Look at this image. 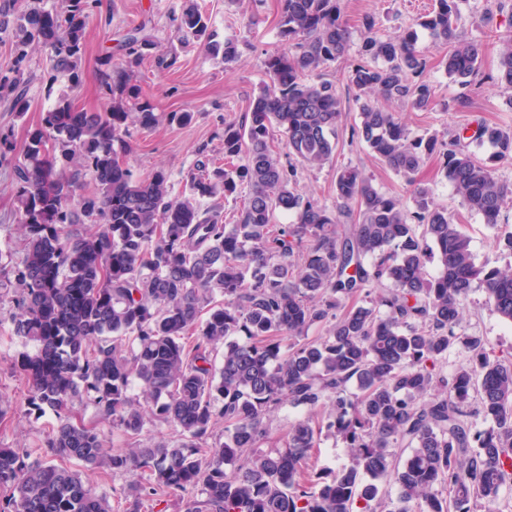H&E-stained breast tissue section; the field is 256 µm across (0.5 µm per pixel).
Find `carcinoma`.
Listing matches in <instances>:
<instances>
[{
  "mask_svg": "<svg viewBox=\"0 0 512 512\" xmlns=\"http://www.w3.org/2000/svg\"><path fill=\"white\" fill-rule=\"evenodd\" d=\"M459 2L434 0L417 26L449 45L446 72L467 87L483 46L463 37ZM90 11V0L52 9L44 0L22 9L0 0V43L14 56L0 74V101L10 111L31 108L23 65L38 48L49 52L51 79L80 84ZM178 32L226 63L238 54L235 40L212 39L193 3ZM360 32L347 76L359 102L356 133L413 186L410 213L356 166L337 173L334 207L306 198L296 167L273 149L277 132L302 163L321 166L336 150L342 100L323 72L352 43L342 0H282L288 49L267 59L269 84L242 122L224 125L229 165L198 161L179 197L165 170L142 177L127 161L130 127L193 117L156 111L135 82L134 64L158 48L146 25L125 37L122 62L110 54L101 62L102 111L62 94L42 113L12 161L26 254L0 271L15 289L12 335L33 346L16 363L29 405L50 409L56 424L34 448L0 447V490L9 491L0 512H112L107 494L59 460L130 474L126 512H141L161 491L188 490L201 498L186 512H498L512 484V356L457 327L473 291L512 322V265L497 266L512 257V233L498 239V257L476 264L454 215L414 174L442 154L462 204L494 226L512 198V184L495 175L497 161L512 159V132L479 124L472 139L493 148L483 160L462 135L442 143L412 133L382 103L422 109L434 96L416 30L384 40L366 15ZM500 41L496 82L512 89V34ZM244 190L234 224L206 204ZM353 209L358 223L343 235L338 224ZM278 211L295 224L273 228ZM431 254L433 276L425 272ZM383 278L390 289L372 297V282ZM324 321L326 335L305 338ZM453 349L467 352L468 364L435 373ZM134 379L140 400L130 394ZM285 400L311 417L288 426L285 448L256 453L265 416ZM76 401L98 421L74 423ZM478 417L490 427L477 429ZM102 422L120 428L125 452L106 449ZM221 422L222 439L214 436ZM149 424L174 428L177 439L141 444ZM324 433L348 448L349 463L319 486L308 462Z\"/></svg>",
  "mask_w": 512,
  "mask_h": 512,
  "instance_id": "carcinoma-1",
  "label": "carcinoma"
}]
</instances>
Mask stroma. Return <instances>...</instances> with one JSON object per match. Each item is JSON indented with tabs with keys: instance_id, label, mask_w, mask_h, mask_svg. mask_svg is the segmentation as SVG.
<instances>
[{
	"instance_id": "obj_1",
	"label": "stroma",
	"mask_w": 512,
	"mask_h": 512,
	"mask_svg": "<svg viewBox=\"0 0 512 512\" xmlns=\"http://www.w3.org/2000/svg\"><path fill=\"white\" fill-rule=\"evenodd\" d=\"M210 20L216 40L233 39L238 43V58L231 65L212 59L193 43L180 42L175 29L184 0H95L85 34L86 51L82 59L83 81L70 88L66 79L50 81V61L45 50L30 54L25 78L31 109L25 114L9 111L0 102V130L11 132L16 147H23L27 134L40 120L42 112L54 105L56 96L70 91L77 103L95 111L106 102L100 84V61L116 51L128 30L146 23L148 31L163 51L176 53L174 68L161 69L156 58H145L135 68L138 84L145 97L162 112H189L190 123H160L153 129L130 130L129 160L137 172L165 169L173 195L184 190L185 177L201 155L222 156L224 126L241 122L251 98L268 81L265 61L283 52L278 21L281 0H197ZM432 8V0H344L342 16L350 26H358L361 17L375 15L383 37L401 35L418 16ZM460 8L472 21L464 29L467 39L486 44L480 73L471 87L464 88L446 73L441 59L448 48L435 42L427 31H419L417 47L427 61L426 78L435 95L425 108L397 106L396 111L410 131L433 134L440 140L454 137L458 131L475 129L487 122L512 131V91L495 83L498 64L497 37L512 31V8L487 9L484 0H461ZM491 11L490 22H482L484 11ZM343 115L336 130V151L330 163L301 169L299 192L326 205H334L337 169L354 164L371 176L381 191L396 196L405 209H412V188L400 175L374 157L353 134L358 120V104L353 91L340 86ZM418 182L431 187L438 204L456 214L471 239L476 261L493 252L496 234L512 231V201L508 202L497 227L462 205L448 183L440 157L428 159L416 175ZM15 186L12 167L0 165V263H15L25 256V241L14 207ZM12 292L0 288V398L5 399V414L0 417V446L31 447L42 440L55 422L51 410L29 409V387L14 363L24 345L10 328ZM459 331L481 337L495 351L512 353V323L500 318L485 302L482 292H473L463 308Z\"/></svg>"
}]
</instances>
